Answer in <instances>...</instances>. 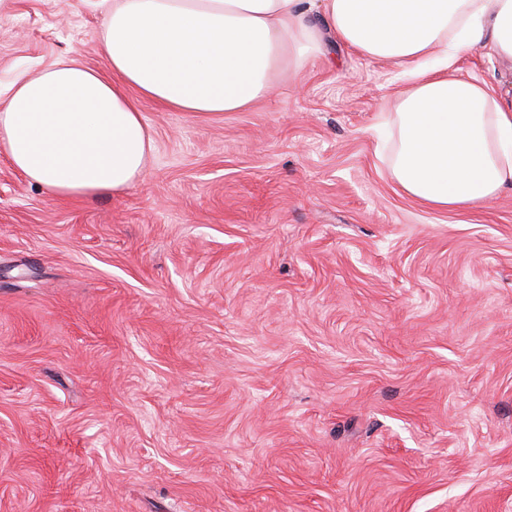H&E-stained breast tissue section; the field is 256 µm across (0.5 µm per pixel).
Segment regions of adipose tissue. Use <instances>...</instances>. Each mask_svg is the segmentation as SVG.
I'll return each instance as SVG.
<instances>
[{
	"instance_id": "1",
	"label": "adipose tissue",
	"mask_w": 512,
	"mask_h": 512,
	"mask_svg": "<svg viewBox=\"0 0 512 512\" xmlns=\"http://www.w3.org/2000/svg\"><path fill=\"white\" fill-rule=\"evenodd\" d=\"M405 66L390 125V174L442 210L493 200L512 183V102L457 74L483 42L512 57V0H112L101 32L107 72L60 60L18 79L0 109V152L60 198L119 192L154 143L143 99L219 115L265 97L282 62L322 37Z\"/></svg>"
}]
</instances>
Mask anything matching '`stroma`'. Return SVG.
I'll return each instance as SVG.
<instances>
[{"label": "stroma", "mask_w": 512, "mask_h": 512, "mask_svg": "<svg viewBox=\"0 0 512 512\" xmlns=\"http://www.w3.org/2000/svg\"><path fill=\"white\" fill-rule=\"evenodd\" d=\"M112 0H0V89L104 70ZM459 74L512 93V58ZM402 70L324 39L265 99H144L120 193L0 153V512H512V185L404 195Z\"/></svg>", "instance_id": "1"}]
</instances>
